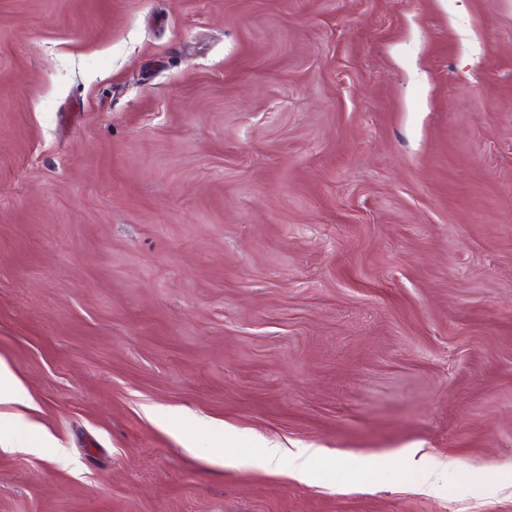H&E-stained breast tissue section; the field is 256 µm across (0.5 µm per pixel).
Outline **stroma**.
Here are the masks:
<instances>
[{
  "label": "stroma",
  "instance_id": "35a3bbf8",
  "mask_svg": "<svg viewBox=\"0 0 512 512\" xmlns=\"http://www.w3.org/2000/svg\"><path fill=\"white\" fill-rule=\"evenodd\" d=\"M0 362V512H512V0H0ZM322 456L323 450L320 448H301L297 452H291L288 448L271 446L263 448L262 456L256 462L264 467H274L299 481H304L313 462Z\"/></svg>",
  "mask_w": 512,
  "mask_h": 512
}]
</instances>
